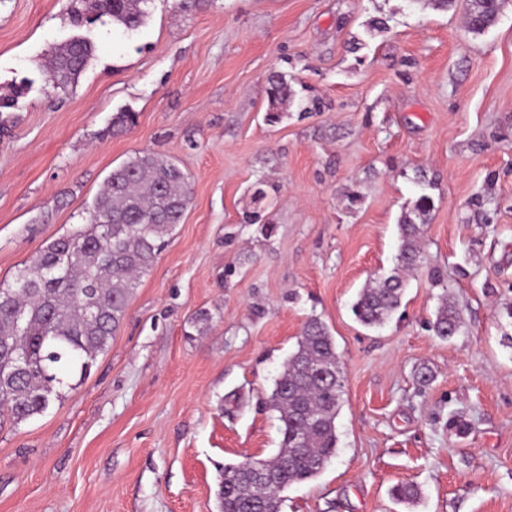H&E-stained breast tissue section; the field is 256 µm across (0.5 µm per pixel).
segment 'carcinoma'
I'll list each match as a JSON object with an SVG mask.
<instances>
[{
	"label": "carcinoma",
	"instance_id": "obj_1",
	"mask_svg": "<svg viewBox=\"0 0 512 512\" xmlns=\"http://www.w3.org/2000/svg\"><path fill=\"white\" fill-rule=\"evenodd\" d=\"M149 0H74L72 22L78 26L109 20L127 30L139 28ZM497 0H471L467 28L479 33L497 19ZM94 46L77 36L56 48L46 67L59 87L75 82L93 56ZM292 97L282 74L270 78L265 121L278 123ZM187 175L155 153L138 154L106 179L87 208L86 223L47 245L30 264L17 270L13 282L0 287V417L18 425L45 413L62 398L65 378L84 379L97 357L109 347L125 318L141 275L149 271L180 223L190 201ZM423 193L399 219L396 266L372 278L352 306L357 321L380 328L399 310L405 275L423 263L421 242L433 208ZM112 222V239L102 236V222ZM90 288L96 309L82 302ZM461 313L448 296L441 297L430 330L441 340L457 335ZM27 359L16 371L15 358ZM343 377L335 342L318 318H310L275 380L268 400L278 413L281 436L276 453L252 466L227 463L219 474L218 512H282L283 493L295 483L315 479L336 456V417ZM392 498L411 503L419 487L402 482Z\"/></svg>",
	"mask_w": 512,
	"mask_h": 512
}]
</instances>
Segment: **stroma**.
Returning a JSON list of instances; mask_svg holds the SVG:
<instances>
[{"label":"stroma","instance_id":"stroma-1","mask_svg":"<svg viewBox=\"0 0 512 512\" xmlns=\"http://www.w3.org/2000/svg\"><path fill=\"white\" fill-rule=\"evenodd\" d=\"M70 6L0 0V284L135 154L176 162L192 199L89 377L0 426V512H217L220 468L278 446L267 401L313 317L344 376L337 455L282 512H512V0L478 34L468 0H150L139 28L88 31ZM81 34L94 55L58 88L40 64ZM273 73L293 95L270 126ZM122 111L137 123L112 135ZM425 177L424 267L365 328L351 305ZM260 179L276 190L249 224ZM444 293L447 341L427 328ZM461 324V313L457 304L444 295L441 297L434 321L430 322V330L441 340H449L457 335Z\"/></svg>","mask_w":512,"mask_h":512}]
</instances>
